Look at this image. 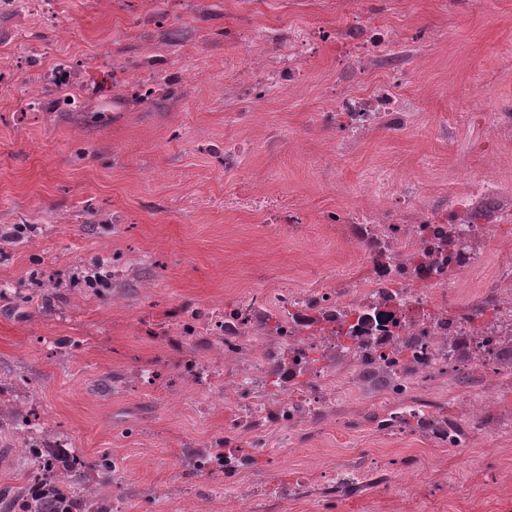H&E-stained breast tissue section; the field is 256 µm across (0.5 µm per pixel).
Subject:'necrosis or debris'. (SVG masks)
Returning <instances> with one entry per match:
<instances>
[{
  "label": "necrosis or debris",
  "instance_id": "1",
  "mask_svg": "<svg viewBox=\"0 0 512 512\" xmlns=\"http://www.w3.org/2000/svg\"><path fill=\"white\" fill-rule=\"evenodd\" d=\"M263 60L244 53V62L224 92L244 106L237 120L254 125L257 106L271 96L302 87L301 60L318 41L334 40L358 60L366 91L349 90L328 99L316 113L318 127L332 129L337 155L375 130L399 133L418 123V114L397 89L400 75L421 51L366 13L336 30L304 33L290 28L261 31ZM461 189L446 195L425 189L413 170L379 175L361 188L369 203L336 209L321 223L337 230L359 258L362 274L336 270L311 286L251 288L221 302L174 304L159 322L146 321V334L161 352L113 377L117 391L153 395L176 412L207 417L224 410L222 428L203 439H186L166 489L141 492L139 512H230L237 504L263 501L285 506L305 494L278 472L255 473L273 456L275 438L297 441L312 428L335 421L336 406L355 384L384 373L388 405L371 408L367 421L378 435L410 432L440 447L462 448L487 429L491 388L479 391L482 408L467 423L443 421L421 379L449 364L483 367L512 342V248L500 246L498 230L512 224V193L499 175H458ZM474 282L483 304H464L458 290ZM36 395L24 378L0 381V432L26 464L27 489L14 512H32L36 501L54 494L59 512H88L95 501L91 483L70 476L84 463L70 437L47 420H18L13 408H32ZM414 463L395 469L378 464L370 474L335 469L323 495L364 483L414 486Z\"/></svg>",
  "mask_w": 512,
  "mask_h": 512
}]
</instances>
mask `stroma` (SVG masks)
Returning a JSON list of instances; mask_svg holds the SVG:
<instances>
[{
    "mask_svg": "<svg viewBox=\"0 0 512 512\" xmlns=\"http://www.w3.org/2000/svg\"><path fill=\"white\" fill-rule=\"evenodd\" d=\"M401 36L422 34L437 62L415 59L404 92L419 88L418 111L425 150L415 133L372 134L324 169L330 139L313 122L331 85L352 87L355 69L338 70L339 45L328 44L304 60L301 94L269 100L264 121L299 135L302 153L289 142H256L244 161L247 176L224 169V141L243 130L214 66L232 61L243 29L271 26L330 28L360 12ZM10 53L12 91L0 99V228L31 224L17 244L0 241V375L21 376L39 397L38 414L67 430L88 459L117 455L126 481L103 495L137 512L141 491L163 486L182 439L199 437L224 422L223 410L207 420L167 413L156 399L116 392L112 377L152 344L139 330L146 316L162 317L184 299L219 301L256 285L302 287L323 264L340 261L323 241L315 217L340 202L380 169L410 168L434 181L449 162L466 172L485 171L497 148L474 94L512 113V0H418L400 11L396 0H56L52 17L0 13V52ZM161 56L181 71L175 96L92 112H34L28 96L55 99L51 69L67 66L84 95L122 80L118 62ZM457 119L449 141L440 124ZM294 213L309 225L307 238L271 236L267 219ZM125 253L139 263L136 279H121L101 297L69 295L54 310L15 309L11 293L25 290L29 274L64 277L76 261ZM72 336L83 350L74 359L55 355L56 338ZM488 381L479 368H449L424 390L449 418L466 422L478 411L470 393ZM384 381H360L336 411V421L307 442L289 444V479L306 484L305 497L282 512H512V433L475 435L463 448H438L409 434L382 437L352 413L377 401ZM137 405L140 434L126 437L113 414ZM418 466L415 490L403 485L365 486L322 500V468L370 469L379 458ZM456 478L459 492L448 488Z\"/></svg>",
    "mask_w": 512,
    "mask_h": 512,
    "instance_id": "1",
    "label": "stroma"
}]
</instances>
